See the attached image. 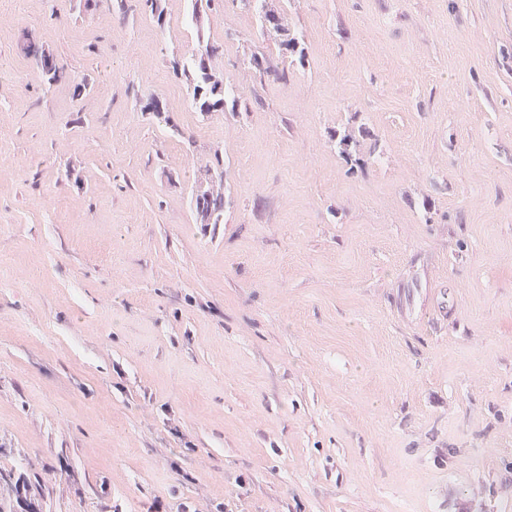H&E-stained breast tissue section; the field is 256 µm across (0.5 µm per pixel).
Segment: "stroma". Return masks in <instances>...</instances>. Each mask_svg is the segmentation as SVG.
<instances>
[{
  "label": "stroma",
  "mask_w": 512,
  "mask_h": 512,
  "mask_svg": "<svg viewBox=\"0 0 512 512\" xmlns=\"http://www.w3.org/2000/svg\"><path fill=\"white\" fill-rule=\"evenodd\" d=\"M128 4L0 0V477L37 512H512V0H273L302 69L241 0ZM202 38L237 111L172 69ZM196 208L204 224H220L224 217V194L201 191L196 195Z\"/></svg>",
  "instance_id": "obj_1"
}]
</instances>
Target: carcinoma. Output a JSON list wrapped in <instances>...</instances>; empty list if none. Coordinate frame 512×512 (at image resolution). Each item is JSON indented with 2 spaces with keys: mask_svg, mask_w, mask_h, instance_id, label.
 <instances>
[{
  "mask_svg": "<svg viewBox=\"0 0 512 512\" xmlns=\"http://www.w3.org/2000/svg\"><path fill=\"white\" fill-rule=\"evenodd\" d=\"M247 9L253 10L261 24L266 29L279 36L280 50L288 54L289 65H305V48L299 31L285 25L283 11L271 8L270 0H241ZM212 53L210 45L189 58L173 60V68L179 70L185 77L192 104L199 112H214L231 106V111H237L238 98L226 100L225 85L210 73L209 58ZM42 73L50 81L62 77L63 68L50 55L41 54L39 59ZM196 208L204 224H220L224 217V194H214L202 191L196 195Z\"/></svg>",
  "mask_w": 512,
  "mask_h": 512,
  "instance_id": "carcinoma-1",
  "label": "carcinoma"
}]
</instances>
